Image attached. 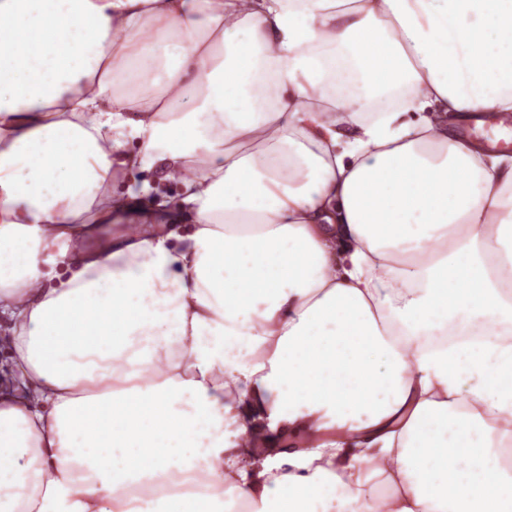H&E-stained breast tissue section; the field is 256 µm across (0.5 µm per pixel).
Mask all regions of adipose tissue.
Returning <instances> with one entry per match:
<instances>
[{
	"instance_id": "1",
	"label": "adipose tissue",
	"mask_w": 512,
	"mask_h": 512,
	"mask_svg": "<svg viewBox=\"0 0 512 512\" xmlns=\"http://www.w3.org/2000/svg\"><path fill=\"white\" fill-rule=\"evenodd\" d=\"M485 111L512 0H0V512H512L443 463L512 445ZM127 171L192 232L109 236ZM145 181L149 183L150 189L147 192H142L140 190L141 184ZM130 184L136 192L135 200L132 202V207L135 210L134 214L140 218L136 223L143 224L151 229L162 228L165 232L171 230L181 232L182 229L188 226L185 224H194L193 212L188 206L180 204L179 201L183 195L174 182L160 180V176L155 172H134L118 176L113 184V193L125 192ZM139 201L146 204L145 209L134 207L133 203ZM144 216L157 218L162 224L149 222Z\"/></svg>"
}]
</instances>
